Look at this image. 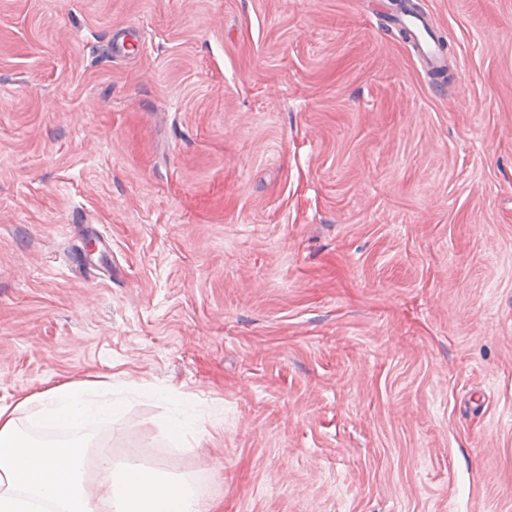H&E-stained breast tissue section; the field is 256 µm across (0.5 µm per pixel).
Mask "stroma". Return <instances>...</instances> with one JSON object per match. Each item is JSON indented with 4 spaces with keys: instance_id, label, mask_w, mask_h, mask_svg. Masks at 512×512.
<instances>
[{
    "instance_id": "obj_1",
    "label": "stroma",
    "mask_w": 512,
    "mask_h": 512,
    "mask_svg": "<svg viewBox=\"0 0 512 512\" xmlns=\"http://www.w3.org/2000/svg\"><path fill=\"white\" fill-rule=\"evenodd\" d=\"M0 0V405L211 512H512V0ZM186 413L193 436L162 420ZM403 23L413 34L414 39H410L419 56L423 59L426 66L433 69L441 65V54L438 50L436 41L425 31L422 20L412 17H406ZM424 31L427 37L424 35Z\"/></svg>"
}]
</instances>
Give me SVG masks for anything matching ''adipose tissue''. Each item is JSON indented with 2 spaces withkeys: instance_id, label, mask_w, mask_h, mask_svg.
Returning <instances> with one entry per match:
<instances>
[{
  "instance_id": "1",
  "label": "adipose tissue",
  "mask_w": 512,
  "mask_h": 512,
  "mask_svg": "<svg viewBox=\"0 0 512 512\" xmlns=\"http://www.w3.org/2000/svg\"><path fill=\"white\" fill-rule=\"evenodd\" d=\"M90 388L68 382L0 405V512H208L189 478L134 462L118 467L103 452L90 477L83 445L24 435V417L45 428L107 421L117 402L88 399Z\"/></svg>"
}]
</instances>
